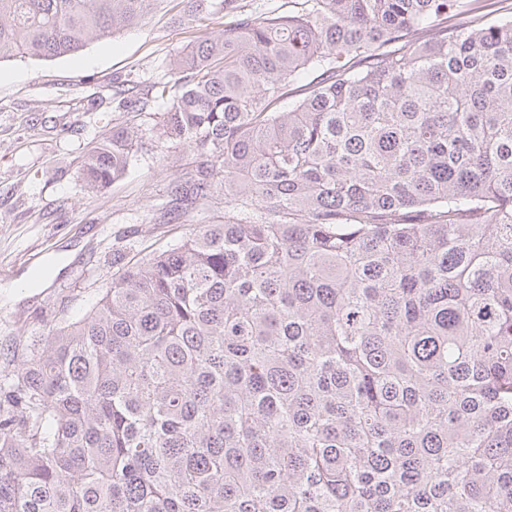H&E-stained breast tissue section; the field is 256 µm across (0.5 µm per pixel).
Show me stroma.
Segmentation results:
<instances>
[{
	"label": "stroma",
	"instance_id": "1",
	"mask_svg": "<svg viewBox=\"0 0 512 512\" xmlns=\"http://www.w3.org/2000/svg\"><path fill=\"white\" fill-rule=\"evenodd\" d=\"M226 22L220 12L184 21L182 0H164L141 25L78 55L0 62V381L22 368L32 339L95 307L129 259L223 221L220 195L176 220L165 213L195 165L161 134L157 115L171 96L140 113L117 109L112 94L173 86L172 59ZM117 127L137 132L138 148L122 177L87 190L83 157Z\"/></svg>",
	"mask_w": 512,
	"mask_h": 512
}]
</instances>
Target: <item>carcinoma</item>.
<instances>
[{"label": "carcinoma", "instance_id": "1", "mask_svg": "<svg viewBox=\"0 0 512 512\" xmlns=\"http://www.w3.org/2000/svg\"><path fill=\"white\" fill-rule=\"evenodd\" d=\"M163 0H0V61ZM292 0L172 64L175 217L0 385V512H512V10ZM137 137L85 156L89 189Z\"/></svg>", "mask_w": 512, "mask_h": 512}]
</instances>
